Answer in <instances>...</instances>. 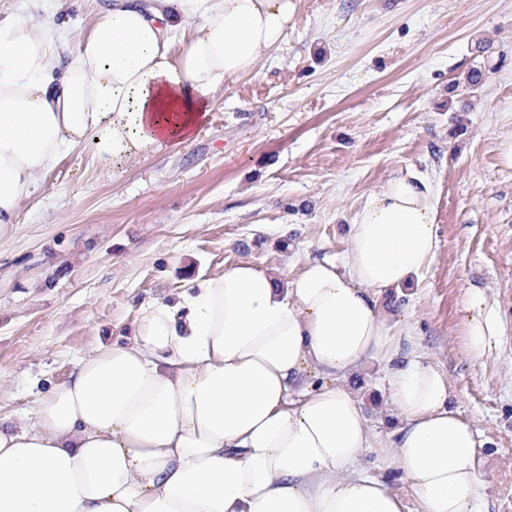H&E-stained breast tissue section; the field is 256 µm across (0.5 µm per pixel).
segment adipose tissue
<instances>
[{"mask_svg":"<svg viewBox=\"0 0 512 512\" xmlns=\"http://www.w3.org/2000/svg\"><path fill=\"white\" fill-rule=\"evenodd\" d=\"M298 0H102L68 44L65 21L0 20V225L66 152L101 166L176 150L214 93L277 49ZM179 58L170 36L186 19ZM345 270L306 260L280 286L242 263L143 304L129 343L79 360L31 427H0V512H403L375 453L417 512H479L477 434L447 374L400 355L379 293L435 259V204L397 176L356 212ZM464 308L477 359L505 334L478 288ZM390 363L392 441L367 428L341 379Z\"/></svg>","mask_w":512,"mask_h":512,"instance_id":"1","label":"adipose tissue"}]
</instances>
